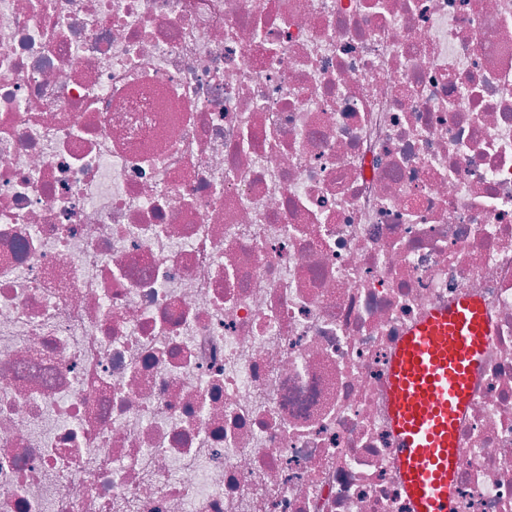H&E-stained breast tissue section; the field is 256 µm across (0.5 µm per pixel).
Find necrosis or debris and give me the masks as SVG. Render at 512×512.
I'll return each instance as SVG.
<instances>
[{
	"label": "necrosis or debris",
	"mask_w": 512,
	"mask_h": 512,
	"mask_svg": "<svg viewBox=\"0 0 512 512\" xmlns=\"http://www.w3.org/2000/svg\"><path fill=\"white\" fill-rule=\"evenodd\" d=\"M463 295L512 512V0H0V512H410L386 371Z\"/></svg>",
	"instance_id": "4bbe7bcc"
}]
</instances>
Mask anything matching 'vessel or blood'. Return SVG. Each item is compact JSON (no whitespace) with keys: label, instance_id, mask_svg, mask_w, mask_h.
<instances>
[{"label":"vessel or blood","instance_id":"obj_1","mask_svg":"<svg viewBox=\"0 0 512 512\" xmlns=\"http://www.w3.org/2000/svg\"><path fill=\"white\" fill-rule=\"evenodd\" d=\"M489 341L481 304L466 296L431 310L399 341L387 404L412 512H454L459 423Z\"/></svg>","mask_w":512,"mask_h":512}]
</instances>
